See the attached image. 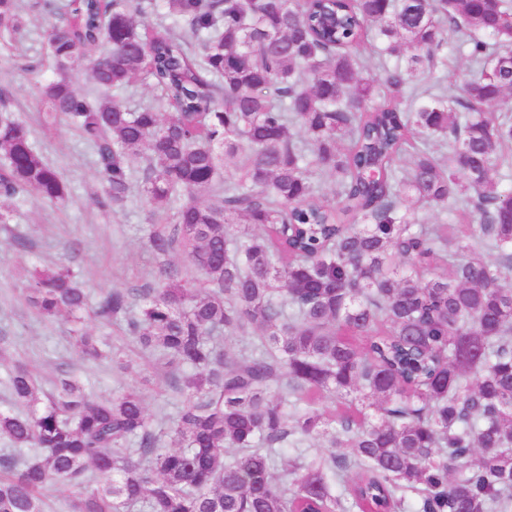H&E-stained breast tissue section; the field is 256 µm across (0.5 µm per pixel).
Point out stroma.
<instances>
[{"mask_svg": "<svg viewBox=\"0 0 512 512\" xmlns=\"http://www.w3.org/2000/svg\"><path fill=\"white\" fill-rule=\"evenodd\" d=\"M21 35L0 40V83L9 87V112L31 131V142L43 160L67 183L66 205L34 197L8 201L9 223L0 224V403L8 394L14 362L34 369L44 387H51L59 364H68L96 397L108 398L129 387L140 388L149 416L175 418L181 400L164 383L154 361L130 343L121 325L86 315L85 332L99 338L103 349L124 347L130 366L118 373L109 361L84 359L69 340L67 317L44 320L26 303L22 291L34 271L47 266L75 272L90 301L112 288H145L157 281L159 260L148 249L151 227L173 221L169 206L140 200L117 209H102V193L94 148L70 127L46 129L36 104L41 88L53 77L45 33L51 20L30 5ZM27 239L28 248L17 245Z\"/></svg>", "mask_w": 512, "mask_h": 512, "instance_id": "obj_1", "label": "stroma"}]
</instances>
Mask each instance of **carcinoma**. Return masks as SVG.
Here are the masks:
<instances>
[{"label": "carcinoma", "instance_id": "1", "mask_svg": "<svg viewBox=\"0 0 512 512\" xmlns=\"http://www.w3.org/2000/svg\"><path fill=\"white\" fill-rule=\"evenodd\" d=\"M21 2L0 0L1 37L23 29ZM164 6L173 24L151 35L121 0H69L46 33L56 78L40 112L93 145L101 207L135 192L176 204L148 246L188 268L164 269L136 315L118 289L95 315L125 322L182 406L156 427L135 389L97 400L63 364L46 394L15 364L0 436L26 453L0 456V512H49L53 483L77 490L71 512H512V189L494 178L512 145L508 0ZM365 40L386 61L379 83L352 51ZM451 41L478 75L415 83ZM85 65L94 94L69 80ZM140 76L160 99L132 112L120 95ZM429 139L451 143L446 164ZM0 151L1 198L66 202L4 111ZM311 167L336 178V199ZM419 204L462 205L467 232L415 224ZM24 299L43 319L87 308L68 269L38 271ZM254 330L236 350L211 343ZM71 340L101 356L95 337ZM326 395L343 412L320 411ZM320 438L327 453L279 466Z\"/></svg>", "mask_w": 512, "mask_h": 512}]
</instances>
